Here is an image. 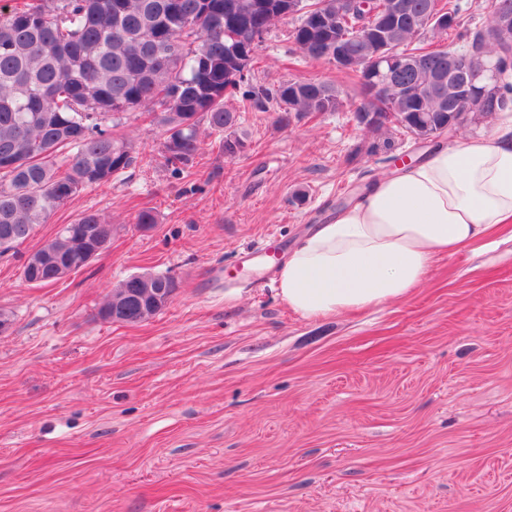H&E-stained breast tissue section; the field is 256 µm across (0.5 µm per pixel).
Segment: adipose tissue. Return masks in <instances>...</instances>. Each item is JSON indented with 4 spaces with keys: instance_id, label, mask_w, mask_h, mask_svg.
<instances>
[{
    "instance_id": "ef3b65f1",
    "label": "adipose tissue",
    "mask_w": 512,
    "mask_h": 512,
    "mask_svg": "<svg viewBox=\"0 0 512 512\" xmlns=\"http://www.w3.org/2000/svg\"><path fill=\"white\" fill-rule=\"evenodd\" d=\"M512 225V124L433 151L372 184L320 225L278 271V293L304 318L409 297L435 258Z\"/></svg>"
}]
</instances>
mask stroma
Here are the masks:
<instances>
[{
  "instance_id": "1",
  "label": "stroma",
  "mask_w": 512,
  "mask_h": 512,
  "mask_svg": "<svg viewBox=\"0 0 512 512\" xmlns=\"http://www.w3.org/2000/svg\"><path fill=\"white\" fill-rule=\"evenodd\" d=\"M273 26L250 80L315 79L337 112L276 123L244 112L224 157L203 135L196 165L160 161L80 192L0 257V512H512V240L434 260L409 298L306 319L278 294L281 256L344 199L428 148L389 126L368 153L361 97ZM93 210L107 249L33 287L22 262ZM155 216L138 226L140 211ZM179 284L155 317L102 318L134 273Z\"/></svg>"
}]
</instances>
